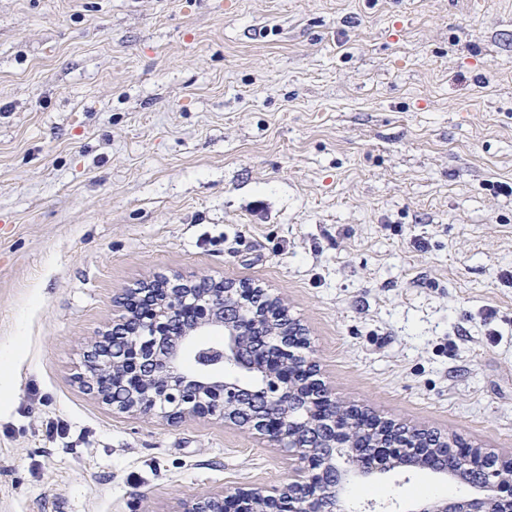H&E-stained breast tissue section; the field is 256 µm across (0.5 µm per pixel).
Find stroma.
<instances>
[{
    "instance_id": "obj_1",
    "label": "stroma",
    "mask_w": 512,
    "mask_h": 512,
    "mask_svg": "<svg viewBox=\"0 0 512 512\" xmlns=\"http://www.w3.org/2000/svg\"><path fill=\"white\" fill-rule=\"evenodd\" d=\"M157 273L259 283L337 398L512 452V0H0V512L298 467L77 383ZM466 491L398 469L345 508Z\"/></svg>"
}]
</instances>
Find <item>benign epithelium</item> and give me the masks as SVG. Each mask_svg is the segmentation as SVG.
<instances>
[{
    "label": "benign epithelium",
    "instance_id": "1",
    "mask_svg": "<svg viewBox=\"0 0 512 512\" xmlns=\"http://www.w3.org/2000/svg\"><path fill=\"white\" fill-rule=\"evenodd\" d=\"M166 285L145 280L117 298L118 315L86 352L79 383L118 414L178 423L187 417L217 419L284 448L300 460L288 482L270 487L236 486L209 491L180 503L178 512H313L324 499L331 512L358 486L403 467L414 458L426 469L419 440L425 429H405L404 442L380 445L371 464L352 448L355 407L336 399L306 355L310 342L289 317L288 306L268 295L276 313L253 301L257 286L247 280L164 276ZM213 336L224 343L209 342ZM126 371L130 385L120 397L102 386L100 375ZM435 447L463 460L476 476L461 498L412 503L406 512H490L500 501L512 505V455L469 448L438 433Z\"/></svg>",
    "mask_w": 512,
    "mask_h": 512
}]
</instances>
